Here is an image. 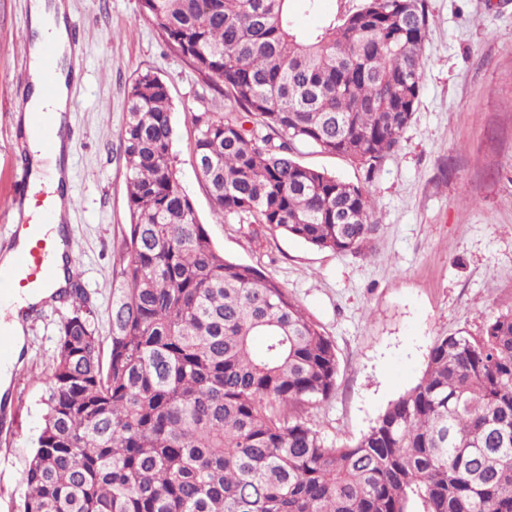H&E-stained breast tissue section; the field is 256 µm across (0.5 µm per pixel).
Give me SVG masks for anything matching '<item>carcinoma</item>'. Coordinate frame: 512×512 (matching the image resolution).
<instances>
[{
  "label": "carcinoma",
  "instance_id": "1",
  "mask_svg": "<svg viewBox=\"0 0 512 512\" xmlns=\"http://www.w3.org/2000/svg\"><path fill=\"white\" fill-rule=\"evenodd\" d=\"M301 1L141 0L167 42L243 112L191 114L215 212L319 250L378 231L364 186L303 148L377 172L422 92L425 0H365L296 29ZM122 139L130 224L107 356L69 293L21 512H512V312L434 339L420 381L339 447L306 409L336 391L321 326L229 261L181 189L167 87L139 74ZM255 128L247 130L244 122Z\"/></svg>",
  "mask_w": 512,
  "mask_h": 512
}]
</instances>
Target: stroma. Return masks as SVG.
Here are the masks:
<instances>
[{"label":"stroma","instance_id":"1","mask_svg":"<svg viewBox=\"0 0 512 512\" xmlns=\"http://www.w3.org/2000/svg\"><path fill=\"white\" fill-rule=\"evenodd\" d=\"M30 0H0V253L27 195L19 174L32 154L15 109L28 95L22 41ZM86 39L73 88L71 216L66 251L80 268L100 338L112 323L122 232L129 222L121 131L127 91L156 73L171 99L179 183L225 257L279 282L324 329L339 362L337 388L306 417L328 443L358 439L421 379L433 340L476 335L512 311V0H426L423 89L393 155L373 175L350 161L304 153L303 164L365 186L379 229L359 254L312 248L265 224L216 215L192 157L194 112L235 118L148 20L141 0H69ZM47 302L29 317L21 362L0 401V512H17L22 474L43 424L59 322Z\"/></svg>","mask_w":512,"mask_h":512}]
</instances>
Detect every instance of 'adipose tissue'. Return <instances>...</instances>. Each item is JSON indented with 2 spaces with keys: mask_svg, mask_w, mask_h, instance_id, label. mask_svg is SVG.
<instances>
[{
  "mask_svg": "<svg viewBox=\"0 0 512 512\" xmlns=\"http://www.w3.org/2000/svg\"><path fill=\"white\" fill-rule=\"evenodd\" d=\"M31 28L37 40H54L60 48L58 65V85L54 98H43L40 92L41 73L38 58L30 60V102L21 121L25 131H33L43 120L45 113H53L56 128L58 150L53 155H46L36 139H29L28 144L34 154L31 168L30 194L45 193L48 200L58 202L66 197V187L70 180L71 146L63 131L67 125L66 114L71 109L72 76L70 74L71 45L70 22L72 20L68 4L64 0H31Z\"/></svg>",
  "mask_w": 512,
  "mask_h": 512,
  "instance_id": "1",
  "label": "adipose tissue"
}]
</instances>
